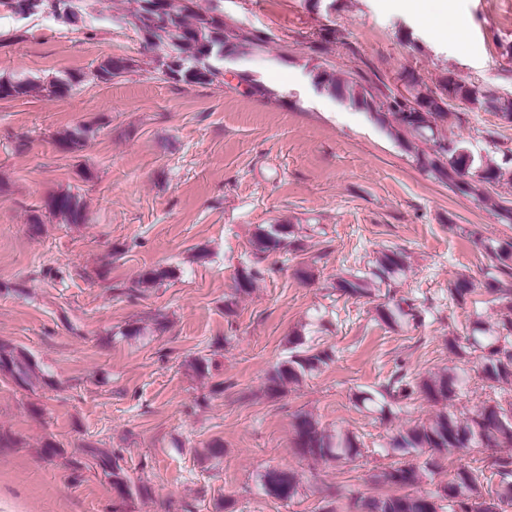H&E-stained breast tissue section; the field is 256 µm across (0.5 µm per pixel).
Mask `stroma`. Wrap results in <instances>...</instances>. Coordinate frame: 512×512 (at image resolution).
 I'll use <instances>...</instances> for the list:
<instances>
[{"label":"stroma","mask_w":512,"mask_h":512,"mask_svg":"<svg viewBox=\"0 0 512 512\" xmlns=\"http://www.w3.org/2000/svg\"><path fill=\"white\" fill-rule=\"evenodd\" d=\"M223 6L225 18L270 42L227 62L233 76L221 87L141 70L125 0H98L90 36L0 9V76L45 83L110 55L138 65L63 98L0 100V343L39 368L29 387L0 371V512H313L329 486L387 494L369 477L390 463V436L437 408L418 398L380 415L356 395L399 368L419 378L462 366L449 337L497 318L484 291L459 304L448 288L462 274L483 278L487 259L471 229L512 241L500 210L512 182L456 195L388 128L317 86L312 69L378 75L394 88L408 72L431 89L451 75L512 100V0H448L462 26L442 37L402 0ZM325 27L345 41L321 55L311 44ZM241 73L261 93L242 95ZM453 111L455 138L476 160L501 163L512 120L465 103ZM80 124L92 129L85 146L61 151L57 133ZM60 192L84 202L85 223L49 214L44 203ZM261 224L294 225L305 248L271 255L255 290L226 310L237 271L255 261ZM388 249L405 252L394 287L420 311L393 326L378 315L381 292L356 299L335 288ZM301 266L311 281L296 276ZM149 269L167 276L119 293ZM298 334L334 359L268 397L266 374ZM300 412L355 434L362 458L340 467L301 459L292 447ZM216 440L220 459L209 455ZM93 448L120 454L128 499ZM269 467L298 474L293 501L261 493ZM143 484L147 494H136Z\"/></svg>","instance_id":"1"}]
</instances>
